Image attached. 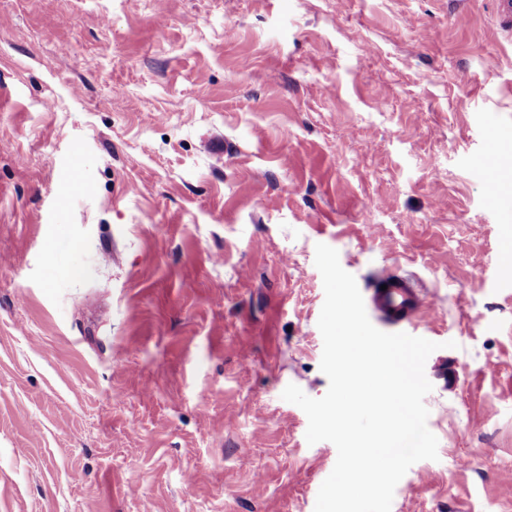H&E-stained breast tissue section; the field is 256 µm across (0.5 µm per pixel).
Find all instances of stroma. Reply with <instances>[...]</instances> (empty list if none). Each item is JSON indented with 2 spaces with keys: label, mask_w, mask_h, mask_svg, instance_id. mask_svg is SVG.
Returning a JSON list of instances; mask_svg holds the SVG:
<instances>
[{
  "label": "stroma",
  "mask_w": 512,
  "mask_h": 512,
  "mask_svg": "<svg viewBox=\"0 0 512 512\" xmlns=\"http://www.w3.org/2000/svg\"><path fill=\"white\" fill-rule=\"evenodd\" d=\"M490 0H0V512H314L315 247L431 309L437 460L512 512V43ZM507 157L485 193L477 158Z\"/></svg>",
  "instance_id": "1"
}]
</instances>
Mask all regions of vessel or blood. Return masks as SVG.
<instances>
[{
    "label": "vessel or blood",
    "instance_id": "obj_1",
    "mask_svg": "<svg viewBox=\"0 0 512 512\" xmlns=\"http://www.w3.org/2000/svg\"><path fill=\"white\" fill-rule=\"evenodd\" d=\"M367 299V305L387 323L408 329L420 324L426 313L427 293L408 276L388 272Z\"/></svg>",
    "mask_w": 512,
    "mask_h": 512
}]
</instances>
